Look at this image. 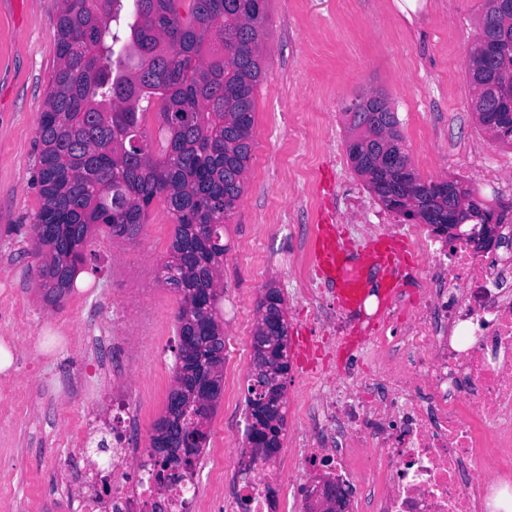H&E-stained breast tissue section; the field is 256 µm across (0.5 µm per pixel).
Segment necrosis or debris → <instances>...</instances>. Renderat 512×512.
<instances>
[{
  "instance_id": "4bbe7bcc",
  "label": "necrosis or debris",
  "mask_w": 512,
  "mask_h": 512,
  "mask_svg": "<svg viewBox=\"0 0 512 512\" xmlns=\"http://www.w3.org/2000/svg\"><path fill=\"white\" fill-rule=\"evenodd\" d=\"M391 230L422 247L418 297L379 324L373 372L348 370L299 407L302 436L287 451L304 464L299 512H319L326 480L351 489L352 512H512V224L492 251L474 246V226L451 243L413 224ZM295 295L334 347L347 321L326 289L308 277ZM132 431L130 405L113 393L109 492L84 480L72 512H272L268 490L283 471L261 456L228 452L207 495L184 466L136 447Z\"/></svg>"
}]
</instances>
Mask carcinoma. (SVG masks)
Listing matches in <instances>:
<instances>
[{
	"mask_svg": "<svg viewBox=\"0 0 512 512\" xmlns=\"http://www.w3.org/2000/svg\"><path fill=\"white\" fill-rule=\"evenodd\" d=\"M54 20L56 67L36 129L40 207L31 224L32 255L48 302L57 305L73 288L89 242L106 235L134 244L148 208L162 201L175 224L168 256L157 277L181 296L176 313L182 333H198L193 364L175 362L174 380L215 374L224 359L211 337L224 335V224L240 199L254 147L255 90L263 75L267 0H58ZM467 77L476 90L480 125L511 113L496 87L512 84V12L488 0L469 48ZM345 109L346 153L378 201L407 221L396 197L413 184L415 170L403 146L399 120L385 97ZM161 147L153 144L149 117ZM395 156L387 178L380 151ZM434 200L423 215L433 231L448 233V206L456 194L472 195L456 180L453 194L435 182L417 187ZM490 210L476 207L460 224H488ZM268 381L248 377L246 405L257 416L258 390ZM164 415L158 431L196 425ZM209 435L189 442L175 434L164 452L189 466Z\"/></svg>",
	"mask_w": 512,
	"mask_h": 512,
	"instance_id": "carcinoma-1",
	"label": "carcinoma"
}]
</instances>
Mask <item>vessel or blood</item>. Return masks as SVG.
Here are the masks:
<instances>
[{
	"label": "vessel or blood",
	"instance_id": "obj_1",
	"mask_svg": "<svg viewBox=\"0 0 512 512\" xmlns=\"http://www.w3.org/2000/svg\"><path fill=\"white\" fill-rule=\"evenodd\" d=\"M314 233L309 246V261L322 282L330 288L337 308L351 319V332L362 322L355 313L361 300L357 280L372 276L378 284L380 308H387L399 297L404 286L410 248L401 239L379 234L362 244H352L338 227L330 206H323L312 218Z\"/></svg>",
	"mask_w": 512,
	"mask_h": 512
}]
</instances>
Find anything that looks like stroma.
I'll use <instances>...</instances> for the list:
<instances>
[{"mask_svg":"<svg viewBox=\"0 0 512 512\" xmlns=\"http://www.w3.org/2000/svg\"><path fill=\"white\" fill-rule=\"evenodd\" d=\"M486 0H269L265 75L256 89L255 140L244 192L224 230V348L241 356L233 394H222L208 424L211 440L245 447L243 402L257 303L267 284L283 297L290 338L321 342L314 312L291 296L311 273L308 242L318 185L331 180L336 222L380 224L378 202L346 153L344 109L364 93L396 112L415 171L461 181L494 214L512 217V148L480 128L472 110L467 51ZM58 0H0V342L12 351L0 373V512H69L61 479L72 454L68 423L84 411L112 421L113 377L94 368L92 341L126 315L136 351L128 400L140 416L134 439L148 447L173 384L180 295L159 282L175 226L162 202L145 217L136 244L96 237L86 285L52 305L38 286L30 226L40 197L36 127L56 66ZM371 335L351 353L316 351L293 360L284 382L282 447L300 433L297 404L320 383L365 366Z\"/></svg>","mask_w":512,"mask_h":512,"instance_id":"35a3bbf8","label":"stroma"}]
</instances>
